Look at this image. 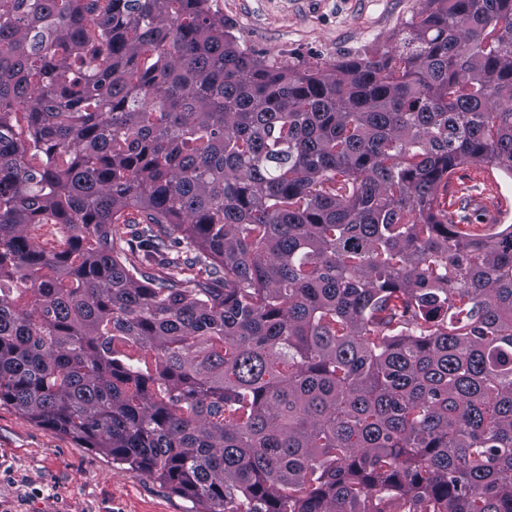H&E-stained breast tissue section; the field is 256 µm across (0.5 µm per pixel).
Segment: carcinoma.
<instances>
[{
	"mask_svg": "<svg viewBox=\"0 0 512 512\" xmlns=\"http://www.w3.org/2000/svg\"><path fill=\"white\" fill-rule=\"evenodd\" d=\"M420 4L300 67L210 0H0V404L207 512H512V224L441 198L512 176V0ZM446 206L453 224L471 234L512 224V178L497 167L465 164L448 184ZM30 229L33 240L47 251L61 250L65 233L54 224H38Z\"/></svg>",
	"mask_w": 512,
	"mask_h": 512,
	"instance_id": "obj_1",
	"label": "carcinoma"
}]
</instances>
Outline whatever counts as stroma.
Here are the masks:
<instances>
[{"label": "stroma", "mask_w": 512, "mask_h": 512, "mask_svg": "<svg viewBox=\"0 0 512 512\" xmlns=\"http://www.w3.org/2000/svg\"><path fill=\"white\" fill-rule=\"evenodd\" d=\"M241 48L267 61L333 63L394 46L418 0H212ZM448 212L471 234L512 224V176L466 164ZM155 477L126 472L58 430L0 406V512H194Z\"/></svg>", "instance_id": "1"}]
</instances>
